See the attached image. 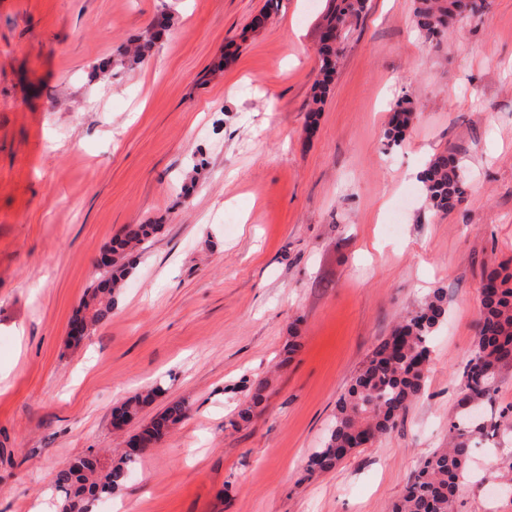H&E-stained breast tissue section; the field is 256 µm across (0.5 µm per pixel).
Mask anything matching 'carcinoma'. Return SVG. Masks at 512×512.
I'll use <instances>...</instances> for the list:
<instances>
[{"mask_svg": "<svg viewBox=\"0 0 512 512\" xmlns=\"http://www.w3.org/2000/svg\"><path fill=\"white\" fill-rule=\"evenodd\" d=\"M366 0H329L325 29L343 30L359 19ZM484 0H415L416 27L428 39L448 28L454 16L480 13ZM172 17L165 11L156 16L136 46L117 52L116 57L99 67L133 66L143 59L152 45L171 27ZM343 52L342 41L321 38L320 68L314 84L313 107L320 111L334 79ZM415 119L407 99L395 109L386 131L394 146L400 145L406 129ZM429 205L440 212L455 210L463 201L466 182L458 161L445 153L433 156L422 174ZM160 229L158 224H129L123 236L109 246L112 261L101 266L96 283L90 288L70 322L87 324V330L111 318L125 281L135 269L131 252ZM512 274L493 271L481 290V319L478 339L461 376L464 399L484 404L495 389L491 380L501 367L512 364ZM448 313L443 289L403 316L391 334L382 339L353 375L349 387L336 404V418L324 448L309 460V471L328 472L365 442L377 440L393 431L410 406L420 396L425 372L421 364L429 360V342ZM266 381L257 382L249 400L239 406L237 417L249 422L264 401ZM159 390L137 393L123 402L116 413L133 420L151 404ZM181 401L169 402L143 428L144 447L160 442L187 416ZM484 427L474 422L472 410L458 415L448 426V447L435 449L415 472L402 497L391 512H455L463 480L471 476L469 461L473 435ZM140 453L129 451L117 460H108L97 451L75 457L56 475V487L63 494L61 512H92L94 502L125 486Z\"/></svg>", "mask_w": 512, "mask_h": 512, "instance_id": "1", "label": "carcinoma"}]
</instances>
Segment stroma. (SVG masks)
<instances>
[{
    "label": "stroma",
    "instance_id": "1",
    "mask_svg": "<svg viewBox=\"0 0 512 512\" xmlns=\"http://www.w3.org/2000/svg\"><path fill=\"white\" fill-rule=\"evenodd\" d=\"M266 2L0 0V512H55L59 470L89 448L120 458L174 400L188 417L94 512H388L447 440L481 283L512 271V0L429 40L412 0H368L313 117L328 0H279L252 28ZM163 10L174 24L141 64L92 79ZM405 98L417 117L393 146ZM446 152L466 194L442 213L420 174ZM149 223L112 318L68 349L104 248ZM439 288L448 319L403 424L308 472L356 369ZM257 379L262 410L234 423ZM471 468L459 512H512L490 491L512 423ZM160 389H151L144 393H137L123 402L117 408L116 413L127 420H133L138 417L143 408L150 405L159 394Z\"/></svg>",
    "mask_w": 512,
    "mask_h": 512
}]
</instances>
